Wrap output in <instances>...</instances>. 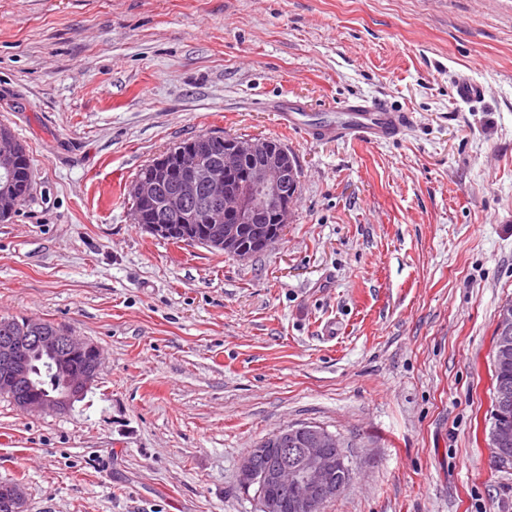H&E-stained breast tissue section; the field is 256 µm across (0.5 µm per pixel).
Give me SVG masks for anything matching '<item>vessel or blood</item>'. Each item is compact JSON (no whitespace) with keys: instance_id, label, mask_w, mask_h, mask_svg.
I'll list each match as a JSON object with an SVG mask.
<instances>
[{"instance_id":"obj_1","label":"vessel or blood","mask_w":512,"mask_h":512,"mask_svg":"<svg viewBox=\"0 0 512 512\" xmlns=\"http://www.w3.org/2000/svg\"><path fill=\"white\" fill-rule=\"evenodd\" d=\"M456 97L464 103L484 96L482 84L462 76L454 85ZM281 120L309 139L366 140L378 143L402 135L413 123L411 113L393 110L378 99H355L345 102L339 119L308 123L300 118L296 106L281 102Z\"/></svg>"}]
</instances>
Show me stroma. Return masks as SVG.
Returning a JSON list of instances; mask_svg holds the SVG:
<instances>
[{"instance_id":"1","label":"stroma","mask_w":512,"mask_h":512,"mask_svg":"<svg viewBox=\"0 0 512 512\" xmlns=\"http://www.w3.org/2000/svg\"><path fill=\"white\" fill-rule=\"evenodd\" d=\"M481 102L454 95L458 76ZM412 112L381 144L310 140L272 102ZM0 122L33 165L0 223V317L104 363L67 411L0 397L26 512H257L243 457L341 439L323 512H512L489 463L493 337L512 301V0H0ZM210 130L278 140L300 191L242 261L135 224L138 171ZM456 97L464 103H471L484 97L482 84L468 77H459L454 85Z\"/></svg>"}]
</instances>
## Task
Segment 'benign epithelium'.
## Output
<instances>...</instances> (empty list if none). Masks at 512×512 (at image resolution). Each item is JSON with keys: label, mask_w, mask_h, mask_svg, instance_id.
Here are the masks:
<instances>
[{"label": "benign epithelium", "mask_w": 512, "mask_h": 512, "mask_svg": "<svg viewBox=\"0 0 512 512\" xmlns=\"http://www.w3.org/2000/svg\"><path fill=\"white\" fill-rule=\"evenodd\" d=\"M17 148L0 139V171H10L17 161ZM252 166L244 172L245 187L232 191L226 186L227 176L236 172L244 161ZM153 176L137 180L132 187L136 205L153 206V218L146 228L156 235L173 232V221L183 222L191 202H199L205 212L199 221L219 222L216 234L199 240L187 237L190 244L202 243L212 250L223 249L239 260L254 254L253 247L268 249L274 240L268 238L258 224L273 214L279 229L288 224L292 194L299 170L283 150H276L267 139L226 138L224 160L204 161L192 146L179 150L176 164L162 155L153 164ZM172 183L167 193L162 185ZM253 224L254 245L241 243L242 227ZM498 343L495 357L504 366L512 364V304L501 307L497 319ZM51 358L50 373L63 384V394L39 397L25 386L29 356L33 352ZM87 355L90 363L80 369L74 363L79 355ZM101 365L99 348L79 339L67 330L52 331L45 322L26 319L7 326L0 336V391L16 392V405L25 413L62 411L91 386ZM512 410V387L498 390L493 416L502 417ZM491 463L500 467L512 460V428H494L489 443ZM343 462L341 442L335 433L318 425H302L284 429L272 444L258 442L243 458L239 468V484L246 492L265 485L269 494H256L259 512H320L322 505L336 497L344 486L335 483ZM26 491L21 484H0V507L7 512H25Z\"/></svg>", "instance_id": "1"}]
</instances>
